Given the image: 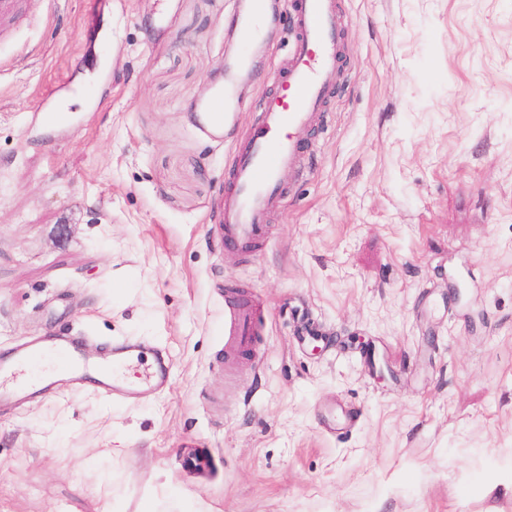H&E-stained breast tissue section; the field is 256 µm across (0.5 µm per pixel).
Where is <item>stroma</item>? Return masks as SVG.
I'll list each match as a JSON object with an SVG mask.
<instances>
[{"label": "stroma", "mask_w": 512, "mask_h": 512, "mask_svg": "<svg viewBox=\"0 0 512 512\" xmlns=\"http://www.w3.org/2000/svg\"><path fill=\"white\" fill-rule=\"evenodd\" d=\"M235 11L0 13V355L55 332L171 364L145 397L0 399V512H512V0H337L334 88L243 252L225 179L292 41L281 17L206 138ZM49 100L69 125L35 121ZM231 289L263 328L228 363Z\"/></svg>", "instance_id": "stroma-1"}]
</instances>
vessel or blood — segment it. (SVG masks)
<instances>
[{
  "label": "vessel or blood",
  "mask_w": 512,
  "mask_h": 512,
  "mask_svg": "<svg viewBox=\"0 0 512 512\" xmlns=\"http://www.w3.org/2000/svg\"><path fill=\"white\" fill-rule=\"evenodd\" d=\"M295 18L293 55L288 66L275 78V89L262 104L259 123L251 133L229 173L224 195L221 230L227 248L249 250L258 240L269 208L281 194L282 169L299 170L300 144L290 134L303 128L310 114L321 109L335 82L341 38L334 0H289ZM269 9L268 0H252L251 12L241 22V38L252 42L259 34V23ZM241 69L224 68V85L204 107V133L215 135L224 127L225 108L237 96ZM260 328V314L241 295L224 296V331L230 352L248 348ZM55 352L63 372H95L96 385L113 397L124 396L134 388L164 387L169 379L165 364L139 372L128 369L131 359L141 358V351L120 347L114 351L111 369L97 367L75 344L55 350L34 343L17 350L12 360L0 363V380L11 378L18 367L40 360Z\"/></svg>",
  "instance_id": "vessel-or-blood-1"
}]
</instances>
